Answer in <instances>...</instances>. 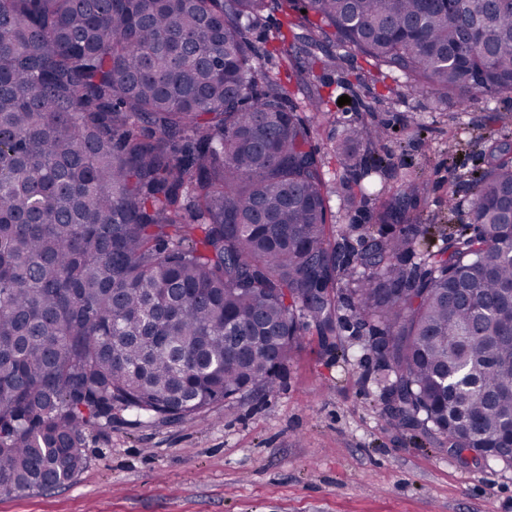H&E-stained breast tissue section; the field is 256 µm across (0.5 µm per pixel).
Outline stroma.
<instances>
[{"label":"stroma","mask_w":512,"mask_h":512,"mask_svg":"<svg viewBox=\"0 0 512 512\" xmlns=\"http://www.w3.org/2000/svg\"><path fill=\"white\" fill-rule=\"evenodd\" d=\"M282 12L263 15L251 33L262 71L280 78L294 104L305 73L330 100L325 115L308 113L312 144L325 159L331 192L329 222L372 224L381 204L407 192L417 174L423 194L410 198L416 224L447 226L448 202L465 221L473 197L463 175L485 164V117L495 112L512 141V94L472 104L470 131L457 134V97L441 98L394 84L361 56L325 48L319 63L303 53L286 64L274 37ZM392 92L372 116L390 127L377 151L388 166L344 171L333 153L347 123L363 115L368 89ZM351 101L338 105L341 96ZM459 174L449 182V173ZM334 335L307 326L282 368L277 391L254 392L168 422L114 417L89 430L85 464L63 487L39 493H0V512H512V464L457 458L381 416L369 353L349 310Z\"/></svg>","instance_id":"35a3bbf8"}]
</instances>
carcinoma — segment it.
<instances>
[{
  "label": "carcinoma",
  "instance_id": "1",
  "mask_svg": "<svg viewBox=\"0 0 512 512\" xmlns=\"http://www.w3.org/2000/svg\"><path fill=\"white\" fill-rule=\"evenodd\" d=\"M275 7L287 60L356 52L464 111L512 93V0H0V488L70 482L119 413L273 393L345 278L382 413L512 463V150L436 248L395 196L346 259L360 225L330 232L312 129L249 38ZM385 136L356 121L334 152L381 169Z\"/></svg>",
  "mask_w": 512,
  "mask_h": 512
}]
</instances>
